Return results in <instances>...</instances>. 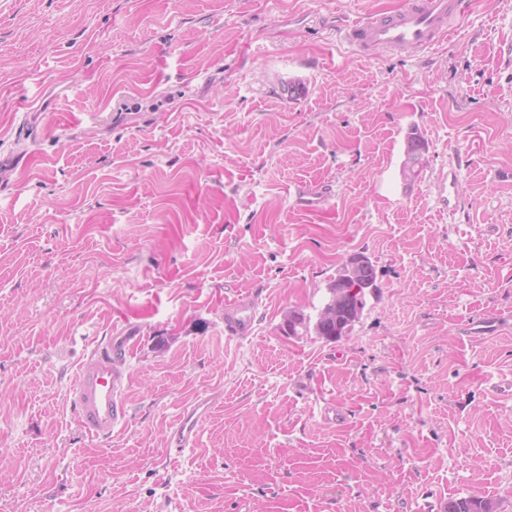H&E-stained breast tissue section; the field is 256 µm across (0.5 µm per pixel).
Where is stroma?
I'll return each mask as SVG.
<instances>
[{
    "mask_svg": "<svg viewBox=\"0 0 512 512\" xmlns=\"http://www.w3.org/2000/svg\"><path fill=\"white\" fill-rule=\"evenodd\" d=\"M401 2L0 0V512H420L425 489L512 512V324L466 333L512 312V0L426 50L340 42ZM454 153L456 223L431 188ZM356 253L377 288L352 331L282 332ZM125 325L129 419L92 436L75 376ZM427 144L417 132L406 136L405 160L401 167V176L406 184H412L419 177L424 164ZM260 293L240 297L224 308V333L238 339L252 335L255 321V309ZM214 397H197L186 405L172 431L171 443L177 451L195 446L200 422L212 407Z\"/></svg>",
    "mask_w": 512,
    "mask_h": 512,
    "instance_id": "obj_1",
    "label": "stroma"
}]
</instances>
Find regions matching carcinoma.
<instances>
[{"instance_id":"1","label":"carcinoma","mask_w":512,"mask_h":512,"mask_svg":"<svg viewBox=\"0 0 512 512\" xmlns=\"http://www.w3.org/2000/svg\"><path fill=\"white\" fill-rule=\"evenodd\" d=\"M427 144L415 132L406 136L405 160L401 167L404 182L414 183L424 164ZM376 288L375 271L370 258L354 254L328 283L329 297L318 310L316 321L300 311H290L284 317L282 330L290 336H316L336 340L352 330L362 316L365 307V289ZM445 512H499L495 501L477 497L451 499Z\"/></svg>"}]
</instances>
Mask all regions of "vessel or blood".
Segmentation results:
<instances>
[{
    "mask_svg": "<svg viewBox=\"0 0 512 512\" xmlns=\"http://www.w3.org/2000/svg\"><path fill=\"white\" fill-rule=\"evenodd\" d=\"M465 0H404L393 14H381L344 25L345 41L364 52L377 49H428L447 36L459 17ZM462 168L458 157H450L448 167L436 178V197L449 215L466 213L468 204L457 192ZM257 295L240 297L224 308V332L243 339L253 333ZM137 341L133 332L112 337L108 348L94 353L76 375L72 398L79 410V421L86 432L108 436L122 426L128 417L124 398L125 378L115 366L114 352H126ZM212 398L199 397L186 405L172 431L171 442L176 450L194 447L200 422L209 412Z\"/></svg>",
    "mask_w": 512,
    "mask_h": 512,
    "instance_id": "1",
    "label": "vessel or blood"
}]
</instances>
